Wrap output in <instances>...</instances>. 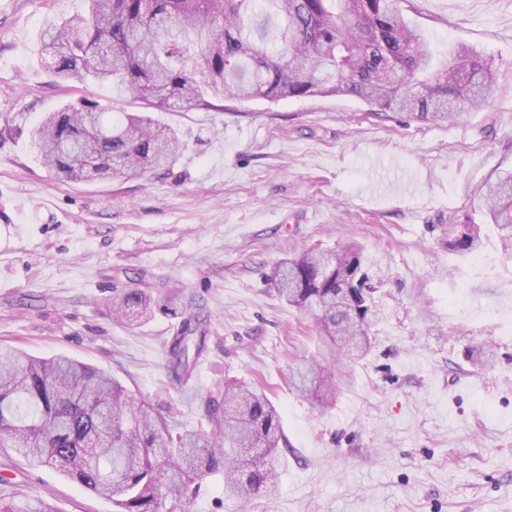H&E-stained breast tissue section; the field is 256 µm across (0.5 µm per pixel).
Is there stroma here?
<instances>
[{
    "mask_svg": "<svg viewBox=\"0 0 512 512\" xmlns=\"http://www.w3.org/2000/svg\"><path fill=\"white\" fill-rule=\"evenodd\" d=\"M84 0H0V345L103 368L182 427L205 422L228 384H267L289 448L279 493L229 498L203 482L188 512H512V247L489 230L481 264L444 224L480 219L479 188L512 170V0H403L437 59L476 50L496 74L485 107L453 123L387 120L341 95L166 110L183 150L129 181H62L31 139L68 104L135 106L120 86L67 84L43 31ZM361 243L386 274L385 317L353 381L324 409L290 383L320 344L312 314L266 275L303 250ZM174 310L117 318L137 275ZM463 294L470 320L448 308ZM206 345L187 384L166 367L182 316ZM493 362L474 368L472 351ZM55 512H115L58 471L0 448V488Z\"/></svg>",
    "mask_w": 512,
    "mask_h": 512,
    "instance_id": "1",
    "label": "stroma"
}]
</instances>
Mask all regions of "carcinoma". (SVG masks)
<instances>
[{"instance_id":"1","label":"carcinoma","mask_w":512,"mask_h":512,"mask_svg":"<svg viewBox=\"0 0 512 512\" xmlns=\"http://www.w3.org/2000/svg\"><path fill=\"white\" fill-rule=\"evenodd\" d=\"M85 12L52 23L42 53L54 75L83 85L117 84L146 109L224 108L225 101L348 95L409 119L457 120L485 105L495 71L461 46L434 61L401 0H85ZM43 165L68 179H134L172 163L175 130L149 115L110 120L96 105H67L32 132ZM487 224L448 225V248L469 255L486 226L512 242V171L481 188ZM380 263L353 241L330 253L301 252L269 276L278 296L313 312L323 351L293 376L327 407L339 385L329 370L364 356L384 312L375 303ZM143 280L112 298L113 314L147 310ZM184 318L167 368L191 377L205 337ZM210 430L183 429L104 370L59 355L0 349V448L48 466L112 499L116 512H185L203 479L224 472V494L247 500L278 488L287 446L281 417L261 388L224 389L206 413ZM0 512H54L44 502L0 493Z\"/></svg>"}]
</instances>
